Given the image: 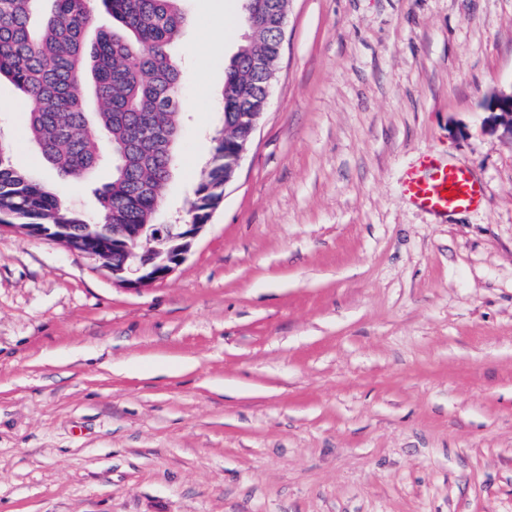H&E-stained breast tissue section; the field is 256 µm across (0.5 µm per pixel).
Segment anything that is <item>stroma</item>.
<instances>
[{"mask_svg": "<svg viewBox=\"0 0 512 512\" xmlns=\"http://www.w3.org/2000/svg\"><path fill=\"white\" fill-rule=\"evenodd\" d=\"M181 8L166 224L243 34L241 0ZM510 89L512 0H289L270 105L167 280L0 232V512H512V137L484 128ZM19 96L0 145L55 187ZM425 152L483 205L411 204Z\"/></svg>", "mask_w": 512, "mask_h": 512, "instance_id": "1", "label": "stroma"}]
</instances>
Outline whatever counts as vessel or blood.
I'll return each instance as SVG.
<instances>
[{"label": "vessel or blood", "mask_w": 512, "mask_h": 512, "mask_svg": "<svg viewBox=\"0 0 512 512\" xmlns=\"http://www.w3.org/2000/svg\"><path fill=\"white\" fill-rule=\"evenodd\" d=\"M403 189L411 202L435 214L472 210L483 200L481 185L466 168L429 153L407 171Z\"/></svg>", "instance_id": "1"}]
</instances>
